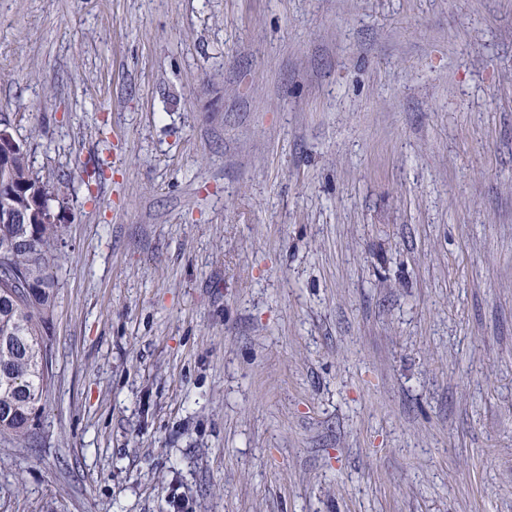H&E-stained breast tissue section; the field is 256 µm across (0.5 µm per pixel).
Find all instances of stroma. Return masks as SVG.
Segmentation results:
<instances>
[{
	"label": "stroma",
	"instance_id": "obj_1",
	"mask_svg": "<svg viewBox=\"0 0 512 512\" xmlns=\"http://www.w3.org/2000/svg\"><path fill=\"white\" fill-rule=\"evenodd\" d=\"M66 198L0 512H512V0H0Z\"/></svg>",
	"mask_w": 512,
	"mask_h": 512
}]
</instances>
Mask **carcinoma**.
Instances as JSON below:
<instances>
[{"label": "carcinoma", "mask_w": 512, "mask_h": 512, "mask_svg": "<svg viewBox=\"0 0 512 512\" xmlns=\"http://www.w3.org/2000/svg\"><path fill=\"white\" fill-rule=\"evenodd\" d=\"M17 143L11 167L0 172V181L9 182L13 191L11 196L0 194V209L21 205L31 211L30 199L36 196L44 205L60 201L33 171L25 141ZM59 236L58 224L0 221V270L27 289V296L16 300L15 285L0 280V432L16 438L29 435L46 388L45 336L56 303L52 268L61 259Z\"/></svg>", "instance_id": "1"}]
</instances>
